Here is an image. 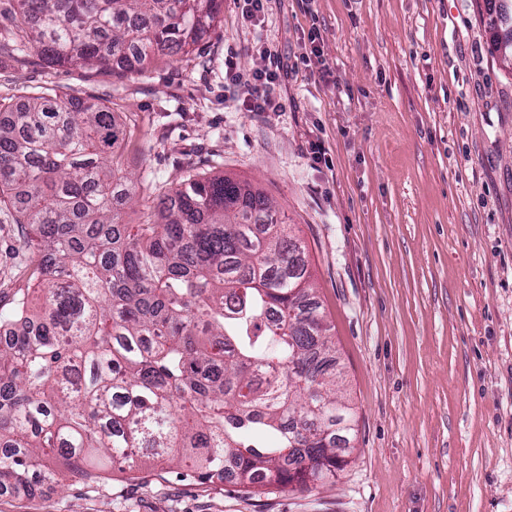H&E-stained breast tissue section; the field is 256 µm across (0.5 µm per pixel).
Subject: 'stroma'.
<instances>
[{"instance_id": "stroma-1", "label": "stroma", "mask_w": 512, "mask_h": 512, "mask_svg": "<svg viewBox=\"0 0 512 512\" xmlns=\"http://www.w3.org/2000/svg\"><path fill=\"white\" fill-rule=\"evenodd\" d=\"M224 0L185 56L138 73L57 67L0 0V102L51 92L107 106L142 224L183 176L248 181L293 224L356 413L333 483L252 494L168 466L28 494L0 512H512V70L475 0ZM319 27L324 65L297 63ZM276 52L281 110L224 84ZM325 152L315 159L309 144ZM29 225L0 204V313L36 283Z\"/></svg>"}]
</instances>
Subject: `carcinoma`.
I'll use <instances>...</instances> for the list:
<instances>
[{
  "label": "carcinoma",
  "instance_id": "carcinoma-1",
  "mask_svg": "<svg viewBox=\"0 0 512 512\" xmlns=\"http://www.w3.org/2000/svg\"><path fill=\"white\" fill-rule=\"evenodd\" d=\"M17 28L54 66L141 72L187 54L222 0H18ZM125 137L98 103L0 104V200L35 237L37 291L4 320L0 486L152 464L262 492L349 464L355 416L329 357L305 248L250 182L187 175L163 223H125Z\"/></svg>",
  "mask_w": 512,
  "mask_h": 512
}]
</instances>
